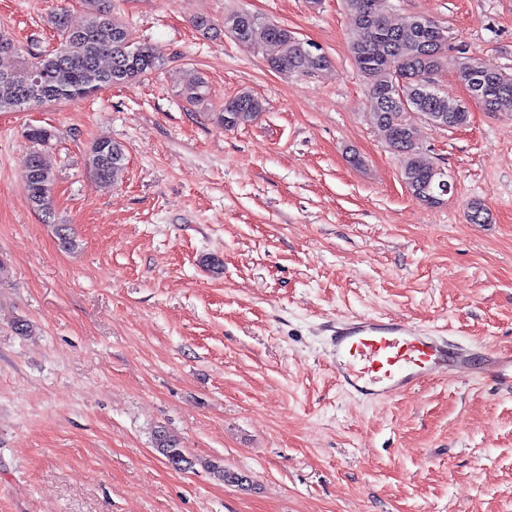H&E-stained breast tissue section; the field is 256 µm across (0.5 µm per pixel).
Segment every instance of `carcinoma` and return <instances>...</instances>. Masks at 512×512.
I'll list each match as a JSON object with an SVG mask.
<instances>
[{
    "label": "carcinoma",
    "mask_w": 512,
    "mask_h": 512,
    "mask_svg": "<svg viewBox=\"0 0 512 512\" xmlns=\"http://www.w3.org/2000/svg\"><path fill=\"white\" fill-rule=\"evenodd\" d=\"M114 0H82L86 17L82 25L72 28L63 12L54 16L59 33L58 48L33 55L18 70H0V111L19 109L21 85L40 81L50 101H78L93 97L114 85L136 82L161 69L166 64L164 54L156 46L136 40L132 32L112 19ZM374 0H345L354 17L360 38L351 47L354 64L365 78L372 107L370 118L388 134L389 146L400 159V175L411 196L428 205L440 189L439 182L448 175L434 172L426 162L418 141L414 113H438L448 127L467 123L468 114L461 110L454 97L438 84L428 85L425 77H437L453 68L458 81L470 87L472 69L485 76L481 105L488 112H512V73L485 66L475 57H457L448 52V42H430L422 30L427 26L441 29L434 20L413 16L407 22L393 25L384 13L373 5ZM196 30L207 35L222 29L240 44L259 50L268 44L279 48L269 60L279 73L311 75L327 68L331 61L322 53L307 52L293 31L275 21L235 11L224 15L220 25L203 17L192 21ZM402 84L408 108L397 102L380 103L376 96ZM187 101L199 103L208 96L206 82L197 79L183 92ZM266 105L249 92H242L224 101L219 120L224 129L232 130L258 120ZM27 137L35 144L37 163L22 164V179L31 205L46 219L54 217L53 193L55 174L45 148L52 133L43 127H32ZM126 155L121 144L108 139L94 142L89 150L87 165L102 183L116 181L125 169ZM154 447L175 469L190 465L181 442L161 429L154 431Z\"/></svg>",
    "instance_id": "obj_1"
}]
</instances>
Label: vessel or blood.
Wrapping results in <instances>:
<instances>
[{
  "mask_svg": "<svg viewBox=\"0 0 512 512\" xmlns=\"http://www.w3.org/2000/svg\"><path fill=\"white\" fill-rule=\"evenodd\" d=\"M336 382L366 401L395 399L437 377L473 373L512 393V354L459 345L401 318L347 316L330 338Z\"/></svg>",
  "mask_w": 512,
  "mask_h": 512,
  "instance_id": "1",
  "label": "vessel or blood"
}]
</instances>
